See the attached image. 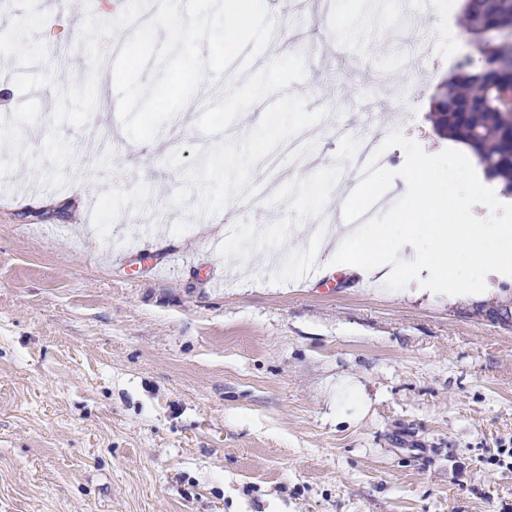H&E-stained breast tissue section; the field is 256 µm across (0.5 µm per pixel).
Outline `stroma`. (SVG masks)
I'll return each instance as SVG.
<instances>
[{
	"label": "stroma",
	"instance_id": "stroma-1",
	"mask_svg": "<svg viewBox=\"0 0 512 512\" xmlns=\"http://www.w3.org/2000/svg\"><path fill=\"white\" fill-rule=\"evenodd\" d=\"M258 54V75L216 108L194 94L149 143L111 106L116 39L99 41L95 110L54 126L58 93L91 70L72 47L95 0H9L0 33V512H505L512 467V279L452 299L421 268L391 289L336 272L333 286L267 261L263 245L309 251L300 227L360 199L336 189L392 73L407 122L378 124L384 165L364 187L386 198L369 233L426 207L418 156L448 159L432 81L393 56L401 20L453 29L448 0H335ZM71 19L61 22L59 10ZM73 63L56 65L57 51ZM278 97L277 111L261 103ZM324 168L282 197L226 207L229 183L298 131ZM416 133L406 143L402 131ZM73 160L57 188L51 132ZM240 147L204 156L215 132ZM148 256L133 253V246Z\"/></svg>",
	"mask_w": 512,
	"mask_h": 512
}]
</instances>
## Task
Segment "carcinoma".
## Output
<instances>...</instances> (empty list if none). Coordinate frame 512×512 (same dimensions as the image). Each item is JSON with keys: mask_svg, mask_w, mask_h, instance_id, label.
Returning <instances> with one entry per match:
<instances>
[{"mask_svg": "<svg viewBox=\"0 0 512 512\" xmlns=\"http://www.w3.org/2000/svg\"><path fill=\"white\" fill-rule=\"evenodd\" d=\"M466 34L479 45L499 26L512 27V0H466ZM459 72L444 80L435 111L439 128L451 139H458L482 153L486 176L499 179L512 191V148L502 141L512 130V110L501 103L505 86L512 85V72L492 80L488 60L479 55L458 65Z\"/></svg>", "mask_w": 512, "mask_h": 512, "instance_id": "cac0c4a2", "label": "carcinoma"}]
</instances>
